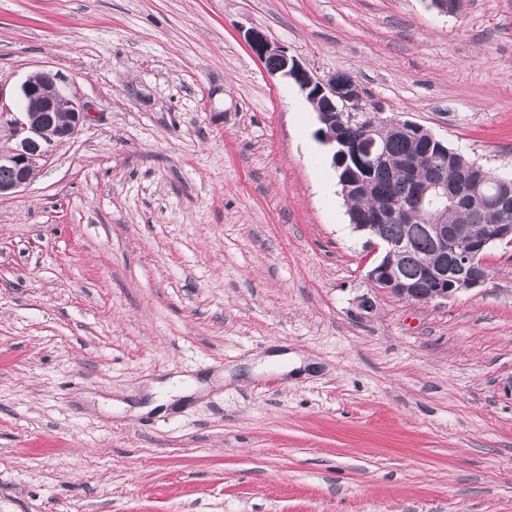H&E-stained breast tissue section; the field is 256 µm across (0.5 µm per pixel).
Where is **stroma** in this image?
I'll use <instances>...</instances> for the list:
<instances>
[{
  "instance_id": "stroma-1",
  "label": "stroma",
  "mask_w": 512,
  "mask_h": 512,
  "mask_svg": "<svg viewBox=\"0 0 512 512\" xmlns=\"http://www.w3.org/2000/svg\"><path fill=\"white\" fill-rule=\"evenodd\" d=\"M252 29L512 174V0H0V113L91 112L0 199V512H512V246L375 288Z\"/></svg>"
}]
</instances>
